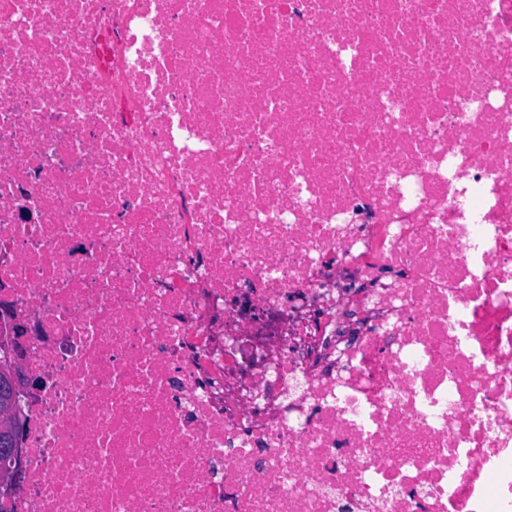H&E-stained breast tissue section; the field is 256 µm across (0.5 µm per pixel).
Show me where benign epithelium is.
Here are the masks:
<instances>
[{"label":"benign epithelium","mask_w":512,"mask_h":512,"mask_svg":"<svg viewBox=\"0 0 512 512\" xmlns=\"http://www.w3.org/2000/svg\"><path fill=\"white\" fill-rule=\"evenodd\" d=\"M25 328L14 325L13 335L3 338L6 342L7 361L0 364V488H11L21 483L24 474L23 461L25 449L18 425L21 410L19 393L33 391L39 385L37 376L25 371L20 363L16 340L23 335Z\"/></svg>","instance_id":"obj_1"}]
</instances>
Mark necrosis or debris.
<instances>
[{
    "instance_id": "obj_1",
    "label": "necrosis or debris",
    "mask_w": 512,
    "mask_h": 512,
    "mask_svg": "<svg viewBox=\"0 0 512 512\" xmlns=\"http://www.w3.org/2000/svg\"><path fill=\"white\" fill-rule=\"evenodd\" d=\"M12 512H512V0H0ZM12 332L15 336L3 337L2 340L0 337V342L7 343L5 346L7 361L4 365L0 364V389L3 398L0 407V434L3 448L0 447V455L5 458L0 462V488L9 489L20 484L24 474L25 448H22V425L21 431L18 425L21 410L18 394L25 389L29 392L33 391L40 385L37 376L25 371L19 362L16 340L24 334V326L15 324Z\"/></svg>"
}]
</instances>
